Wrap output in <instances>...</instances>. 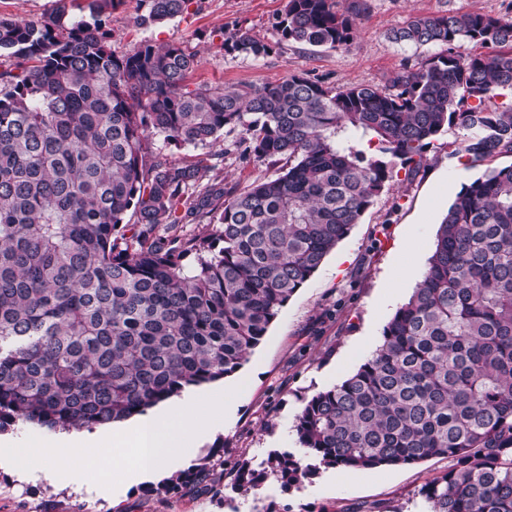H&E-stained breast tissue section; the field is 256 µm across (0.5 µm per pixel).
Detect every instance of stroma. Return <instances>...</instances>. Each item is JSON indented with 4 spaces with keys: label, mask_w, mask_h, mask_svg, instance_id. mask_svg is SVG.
Listing matches in <instances>:
<instances>
[{
    "label": "stroma",
    "mask_w": 512,
    "mask_h": 512,
    "mask_svg": "<svg viewBox=\"0 0 512 512\" xmlns=\"http://www.w3.org/2000/svg\"><path fill=\"white\" fill-rule=\"evenodd\" d=\"M287 0H192L182 16L160 26H135L138 0H125L112 15L111 47L121 55L141 41H177L197 51L200 63L190 85L229 88L261 86L302 74L335 86L385 84L414 49L390 42L387 34L412 15L451 9L512 18V0H372L350 50L336 51L281 40L277 23ZM272 43L269 56L253 59L220 50L237 30ZM454 133L433 143L427 166L412 180L395 179L378 196L349 235L291 297L261 344L233 375L192 388L203 397L235 390L234 408L218 433L192 457L172 466L176 478L200 464H224V478L202 487L190 482L161 492V480L129 487L120 497L106 490L76 492L72 485L37 479L18 482L0 468V512H427L419 490L442 475L451 459L432 458L413 466L350 472L317 466L300 484L283 487L267 475L256 492L235 486L241 463L259 467L269 453L304 457L294 431L304 402L340 383L368 359L395 312L408 300L431 256L437 229L456 195L480 176L486 163L468 166L448 156ZM232 136L220 143L224 161L212 173L224 187L244 189L275 178L276 164L240 157Z\"/></svg>",
    "instance_id": "stroma-1"
}]
</instances>
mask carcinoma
Masks as SVG:
<instances>
[{
  "label": "carcinoma",
  "instance_id": "carcinoma-1",
  "mask_svg": "<svg viewBox=\"0 0 512 512\" xmlns=\"http://www.w3.org/2000/svg\"><path fill=\"white\" fill-rule=\"evenodd\" d=\"M77 2L40 23L0 15V432L107 425L234 374L398 169L416 176L450 130L471 163L512 155V102L495 103L512 92L511 18L409 17L388 38L433 53L382 87L292 74L192 88L195 52L145 41L117 55L107 24L124 0L65 21ZM140 2L135 23L151 27L190 0ZM370 9L288 0L278 31L347 51ZM223 48L272 51L248 30ZM226 133L242 156L285 167L240 192L204 181ZM154 135L199 153L170 160ZM186 220L211 232L156 235ZM294 428L326 466L455 461L420 488L429 512H512V164L462 187L380 344ZM266 464L287 486L311 471L288 452ZM201 476L217 479L203 465L160 491ZM260 478L245 463L238 489Z\"/></svg>",
  "mask_w": 512,
  "mask_h": 512
}]
</instances>
